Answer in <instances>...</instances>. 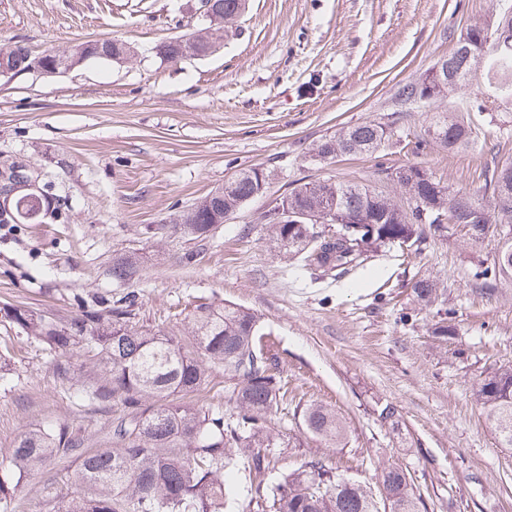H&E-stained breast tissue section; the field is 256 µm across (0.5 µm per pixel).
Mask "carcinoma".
<instances>
[{
  "label": "carcinoma",
  "mask_w": 512,
  "mask_h": 512,
  "mask_svg": "<svg viewBox=\"0 0 512 512\" xmlns=\"http://www.w3.org/2000/svg\"><path fill=\"white\" fill-rule=\"evenodd\" d=\"M244 0H213L216 15L236 14ZM467 31L479 41L473 54L455 50L448 65L460 81L480 74L487 98L512 96V48L498 47L488 27L475 22ZM448 93L429 74L399 87L397 105L405 110L434 102ZM428 127L439 133L436 142L450 149H468L476 141L475 126L460 114L434 112ZM391 137L389 126L367 121L342 127L312 149L321 160L373 154ZM259 176L242 169L224 187V212L235 211L256 197ZM387 179L412 206L404 208L389 195L362 183L317 178L295 187L288 202L299 210L316 212L334 202L336 210L352 220L326 230L313 224H271L272 239L283 254L317 277H340L364 267L370 255L391 248L419 247L428 236L445 237L455 219L480 214L472 237L484 238L503 224H512V159L484 174L473 193L450 194L448 187L423 166L405 165ZM48 196L17 198L16 217L22 224L31 215L47 214ZM138 273L135 262L112 264V277L129 281ZM480 276L494 285L512 278V267L493 263ZM416 299L427 305L438 301L436 284L419 278L412 285ZM136 296L81 298V315L59 323L43 311L13 307L5 317L22 333L55 353L57 374L72 383L78 395L97 404H119L123 415L112 423V447L84 450V440L73 427L61 423L52 431L30 430L10 450L7 467L0 470V512H9L17 475L28 473L47 459L64 456L78 461L61 481L79 486L81 493L56 512H223L227 508L224 474L247 461L256 474L268 470L277 447L268 426L274 406L287 397L279 357L264 341L257 317L240 307L200 304L190 313L184 337L140 330L130 324ZM82 359V373L74 375L72 358ZM235 381L229 396L233 404L224 416L209 408L173 403L169 398L198 390L213 368ZM478 397L501 447L512 448V365L480 378ZM305 434L329 448H342L347 439L342 417L317 403L301 407ZM340 473L323 460L311 461L285 474L271 487L256 486L248 512H420L424 504L414 490L410 473L394 464L377 468V486H345Z\"/></svg>",
  "instance_id": "cac0c4a2"
}]
</instances>
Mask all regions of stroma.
Listing matches in <instances>:
<instances>
[{
  "mask_svg": "<svg viewBox=\"0 0 512 512\" xmlns=\"http://www.w3.org/2000/svg\"><path fill=\"white\" fill-rule=\"evenodd\" d=\"M512 0H247L223 46L178 63L161 41L200 28L199 0H0V46L34 52L111 38L131 59L88 60L65 74L0 79V168L16 164L52 183L60 214L0 224V460L19 435L65 422L86 450L109 447L121 406L83 401L55 372L45 345L27 338L4 309L27 306L62 319L78 298L133 294L132 320L182 333L201 303L253 312L288 380L275 407L277 469L264 484L324 459L371 486L379 463L409 470L426 512H512V448L500 447L477 396L480 376L512 363V280L494 291L480 271L500 239L472 240L467 225L428 238L421 250L371 258L360 273L313 279L279 254L265 221L279 199L313 178L391 184L383 170L430 169L452 191L483 183L487 165L512 158V98L475 111L485 86L470 81L434 103L471 108L479 148L435 142L415 149L428 118L399 111L395 94L457 46L467 24L496 27ZM376 120L394 136L372 155L315 161L309 150L343 126ZM243 168L269 175L265 192L207 236L183 233L174 217ZM122 256L139 274H111ZM436 281L454 319L447 342L432 334L436 307L412 292ZM330 405L346 445L306 438L299 402ZM393 404L396 425L380 406ZM53 458L20 479L10 512H53L75 469Z\"/></svg>",
  "mask_w": 512,
  "mask_h": 512,
  "instance_id": "1",
  "label": "stroma"
}]
</instances>
